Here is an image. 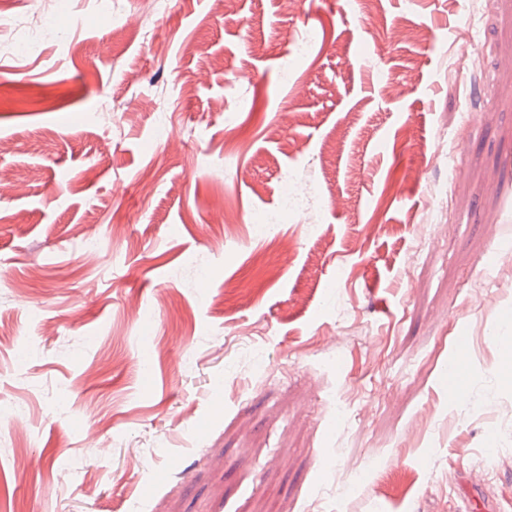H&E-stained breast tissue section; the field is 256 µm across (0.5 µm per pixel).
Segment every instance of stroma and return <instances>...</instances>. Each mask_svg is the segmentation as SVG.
<instances>
[{
	"mask_svg": "<svg viewBox=\"0 0 512 512\" xmlns=\"http://www.w3.org/2000/svg\"><path fill=\"white\" fill-rule=\"evenodd\" d=\"M112 2L0 37V512H512V0Z\"/></svg>",
	"mask_w": 512,
	"mask_h": 512,
	"instance_id": "35a3bbf8",
	"label": "stroma"
}]
</instances>
